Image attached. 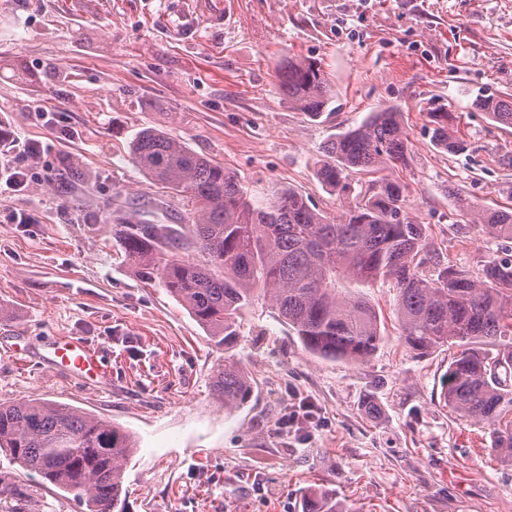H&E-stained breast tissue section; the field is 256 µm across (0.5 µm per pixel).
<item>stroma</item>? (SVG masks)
I'll use <instances>...</instances> for the list:
<instances>
[{"label":"stroma","mask_w":512,"mask_h":512,"mask_svg":"<svg viewBox=\"0 0 512 512\" xmlns=\"http://www.w3.org/2000/svg\"><path fill=\"white\" fill-rule=\"evenodd\" d=\"M291 57L318 61L333 85L320 118L278 86ZM510 93L512 0H0V143L42 146L33 160L9 153L28 181L0 190V403H64L128 430V512H303L313 490L353 512H512V456L445 404L454 348L406 349L390 282L363 290L384 334L364 363L310 354L266 301L245 309L232 354L254 391L228 412L214 387L223 348L112 240L116 224L188 221L135 163L143 129L257 195L294 189L333 221L352 199L316 179L322 146L393 107L411 219L478 273L503 243L455 196L512 206V128L473 105ZM437 105L465 152L434 144ZM64 336L98 354L104 381L51 368ZM0 478L18 489L0 512L86 510L2 452Z\"/></svg>","instance_id":"obj_1"}]
</instances>
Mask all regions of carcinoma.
<instances>
[{
	"instance_id": "cac0c4a2",
	"label": "carcinoma",
	"mask_w": 512,
	"mask_h": 512,
	"mask_svg": "<svg viewBox=\"0 0 512 512\" xmlns=\"http://www.w3.org/2000/svg\"><path fill=\"white\" fill-rule=\"evenodd\" d=\"M288 103L317 118L333 98L321 65L288 58L277 75ZM497 123L512 127V100L475 101ZM436 145L450 153L464 141L448 132V113H430ZM140 170L177 192L189 224H114L112 239L139 278L163 285L216 345L241 335V311L263 292L278 317L313 355L366 362L383 340L379 314L344 283L388 279L397 297L405 345L417 355L457 348L442 396L461 419L488 427L492 447L512 455V252L484 261L477 275L445 263L430 249L424 226L407 215L406 185L370 181L341 218L329 221L291 188L258 199L238 176L165 133L147 129L132 144ZM401 113L384 108L328 140L315 163L326 188L351 191V173L407 166ZM459 207L475 226L512 241V211ZM216 388L224 409L249 402L253 382L224 358ZM136 444L116 425L66 404L0 403V450L22 469L84 500L88 512H126L123 475ZM303 512H349L327 491L304 498Z\"/></svg>"
}]
</instances>
